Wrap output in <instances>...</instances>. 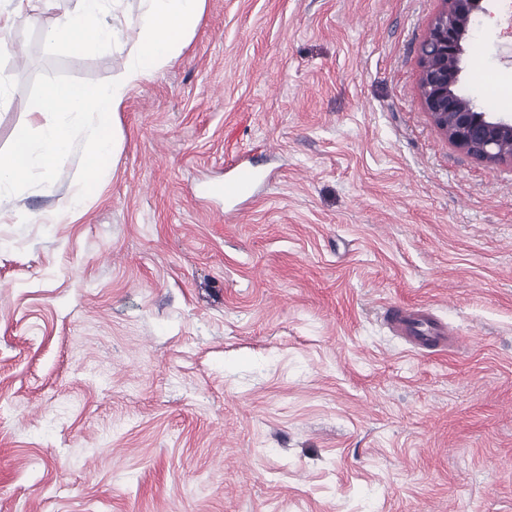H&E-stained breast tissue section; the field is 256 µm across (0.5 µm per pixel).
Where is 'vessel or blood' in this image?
I'll list each match as a JSON object with an SVG mask.
<instances>
[{
    "instance_id": "b4317fda",
    "label": "vessel or blood",
    "mask_w": 512,
    "mask_h": 512,
    "mask_svg": "<svg viewBox=\"0 0 512 512\" xmlns=\"http://www.w3.org/2000/svg\"><path fill=\"white\" fill-rule=\"evenodd\" d=\"M255 178L253 169L237 168L234 178L224 184L225 199L249 197ZM384 317L389 328L405 340L410 351L418 353L430 348L453 351L459 347L458 340L449 336L445 325L427 307L393 303L386 308Z\"/></svg>"
}]
</instances>
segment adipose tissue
<instances>
[{"label":"adipose tissue","mask_w":512,"mask_h":512,"mask_svg":"<svg viewBox=\"0 0 512 512\" xmlns=\"http://www.w3.org/2000/svg\"><path fill=\"white\" fill-rule=\"evenodd\" d=\"M122 0H79L78 9L59 19L51 38L55 44L82 49L88 44L128 39V62L108 85L66 84L48 86L26 105L39 120V140L20 135L8 157H0V200L11 196L29 181L34 170L55 172L71 153L74 135L65 118L82 116L90 130L84 150V176L95 185L107 175L106 160L118 153L120 140L111 124L131 85L148 80L177 58L187 36L194 31L204 0H142L132 33L101 25L105 4L120 6Z\"/></svg>","instance_id":"ef3b65f1"}]
</instances>
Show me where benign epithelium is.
I'll return each mask as SVG.
<instances>
[{"label":"benign epithelium","mask_w":512,"mask_h":512,"mask_svg":"<svg viewBox=\"0 0 512 512\" xmlns=\"http://www.w3.org/2000/svg\"><path fill=\"white\" fill-rule=\"evenodd\" d=\"M483 0H443L420 53L419 93L433 124L448 142L491 164L512 163V116L479 112L457 90L463 41Z\"/></svg>","instance_id":"obj_1"}]
</instances>
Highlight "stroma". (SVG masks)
I'll list each match as a JSON object with an SVG mask.
<instances>
[{"instance_id":"stroma-1","label":"stroma","mask_w":512,"mask_h":512,"mask_svg":"<svg viewBox=\"0 0 512 512\" xmlns=\"http://www.w3.org/2000/svg\"><path fill=\"white\" fill-rule=\"evenodd\" d=\"M439 6L205 0L101 184L78 121L0 202V512H512V164L422 106ZM484 6L459 88L488 112L512 17ZM76 8L0 30V156L47 85L122 72L127 48L51 41ZM229 157L264 175L236 212ZM392 302L463 349L408 352Z\"/></svg>"}]
</instances>
